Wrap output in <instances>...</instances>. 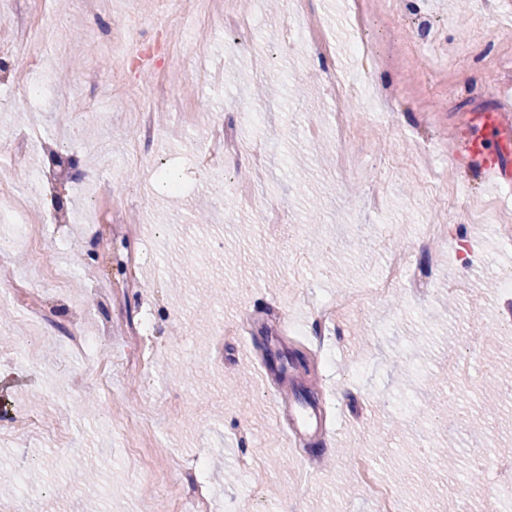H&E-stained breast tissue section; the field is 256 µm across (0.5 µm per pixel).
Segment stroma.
<instances>
[{
    "label": "stroma",
    "instance_id": "1",
    "mask_svg": "<svg viewBox=\"0 0 512 512\" xmlns=\"http://www.w3.org/2000/svg\"><path fill=\"white\" fill-rule=\"evenodd\" d=\"M250 37L225 31L224 0L190 18L180 0H102L122 27L145 26L176 49L174 95L190 113L153 99V72L122 80L126 55L101 35L80 0H50L53 32L22 100L0 72V181L20 196L48 168L70 178L28 210L5 211L13 273L0 282V411L35 409L39 428L0 430V503L18 512H185L201 481L212 512H377L359 464L396 497L399 512H512V377L498 403L485 386L512 374V244L497 233L512 210V174L486 187L453 154L474 113L512 90V0H398L355 27L352 0H308L336 61L284 52L285 0H234ZM364 41L383 57L370 98L335 104L328 66L363 73ZM204 61L215 75L200 83ZM153 105L155 135L140 149L161 170L124 168L135 117ZM353 113L355 171L337 170L326 129L335 107ZM243 142L262 141L266 166L247 156L201 170L208 116ZM37 128L42 145L18 146ZM253 181L256 206L288 212L269 241L235 186ZM453 190L482 201L485 223L440 209ZM64 212L66 224L45 218ZM449 227L447 242L428 227ZM408 251L427 295L374 287L388 254ZM457 294H448L449 283ZM354 294L334 333L306 316L310 300ZM239 323L232 335L220 323ZM155 345L135 359L131 332ZM484 332L472 346L475 332ZM88 349H67L69 336ZM302 356L304 367L290 359ZM111 368L101 389L99 366ZM95 477L74 483V464Z\"/></svg>",
    "mask_w": 512,
    "mask_h": 512
}]
</instances>
